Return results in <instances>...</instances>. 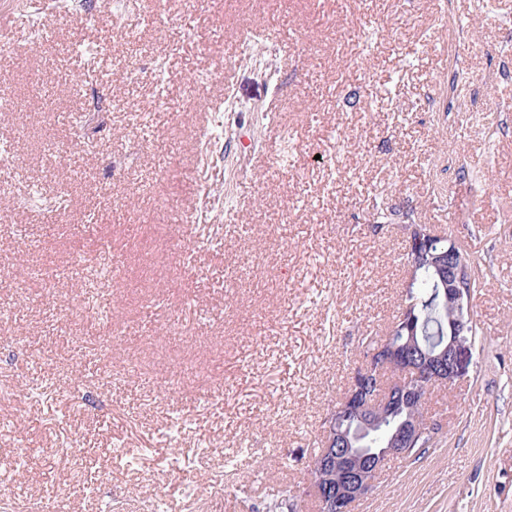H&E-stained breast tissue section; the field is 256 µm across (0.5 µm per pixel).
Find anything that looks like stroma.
I'll use <instances>...</instances> for the list:
<instances>
[{"label":"stroma","instance_id":"1","mask_svg":"<svg viewBox=\"0 0 512 512\" xmlns=\"http://www.w3.org/2000/svg\"><path fill=\"white\" fill-rule=\"evenodd\" d=\"M131 9L122 34L105 5L0 0L25 20L0 46V512H267L273 489L313 512L309 455L403 306L414 224L476 260L482 337L426 403L433 447L353 512H512V0ZM115 261L113 338L77 298Z\"/></svg>","mask_w":512,"mask_h":512}]
</instances>
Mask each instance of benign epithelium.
<instances>
[{
    "mask_svg": "<svg viewBox=\"0 0 512 512\" xmlns=\"http://www.w3.org/2000/svg\"><path fill=\"white\" fill-rule=\"evenodd\" d=\"M408 254L411 268L426 258L439 279L448 282L439 289L444 303L454 308L448 334L429 346L422 345L413 330L398 336L413 318L410 303L402 308L399 327L361 355L345 395L326 420L318 478L311 481L320 512H351L353 504L373 490L384 461L406 455L431 429L425 419L410 413L391 430L385 447H359L360 437L376 428L378 416L399 405L424 401L428 385L435 380L453 383L466 373L473 317L463 289L465 267L458 245L450 239L448 249L437 252L429 243V233L414 228Z\"/></svg>",
    "mask_w": 512,
    "mask_h": 512,
    "instance_id": "7a95c632",
    "label": "benign epithelium"
}]
</instances>
